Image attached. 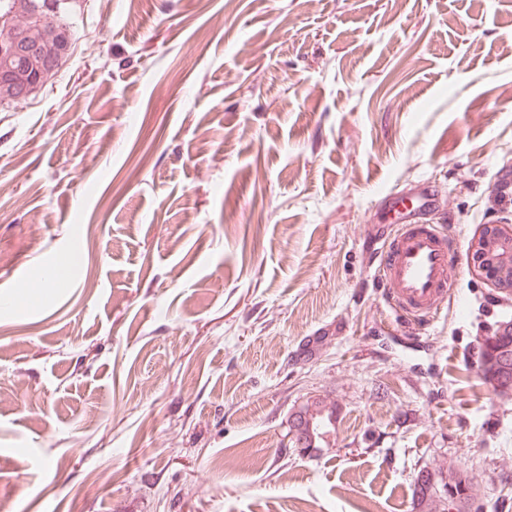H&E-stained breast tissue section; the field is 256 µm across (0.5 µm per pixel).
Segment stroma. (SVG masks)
I'll list each match as a JSON object with an SVG mask.
<instances>
[{"instance_id":"35a3bbf8","label":"stroma","mask_w":512,"mask_h":512,"mask_svg":"<svg viewBox=\"0 0 512 512\" xmlns=\"http://www.w3.org/2000/svg\"><path fill=\"white\" fill-rule=\"evenodd\" d=\"M51 87L0 107V512H420L419 470L512 512V302L455 252L406 324L389 189L495 221L512 0H79ZM336 407L320 451L289 430ZM497 325L491 336H484L479 344L478 370L498 396L509 399L512 397V328L507 329V324L504 328L502 324Z\"/></svg>"}]
</instances>
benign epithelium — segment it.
Here are the masks:
<instances>
[{"instance_id": "7a95c632", "label": "benign epithelium", "mask_w": 512, "mask_h": 512, "mask_svg": "<svg viewBox=\"0 0 512 512\" xmlns=\"http://www.w3.org/2000/svg\"><path fill=\"white\" fill-rule=\"evenodd\" d=\"M471 269L487 281L500 300H512V218L482 224L468 242Z\"/></svg>"}]
</instances>
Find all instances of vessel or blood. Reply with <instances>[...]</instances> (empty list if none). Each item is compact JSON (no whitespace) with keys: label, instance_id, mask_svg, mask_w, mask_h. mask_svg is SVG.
I'll list each match as a JSON object with an SVG mask.
<instances>
[{"label":"vessel or blood","instance_id":"1","mask_svg":"<svg viewBox=\"0 0 512 512\" xmlns=\"http://www.w3.org/2000/svg\"><path fill=\"white\" fill-rule=\"evenodd\" d=\"M381 205L399 219L373 255L378 280L401 315L430 321L448 298L454 277L451 258L461 240L431 223L436 200L424 185L393 190Z\"/></svg>","mask_w":512,"mask_h":512}]
</instances>
